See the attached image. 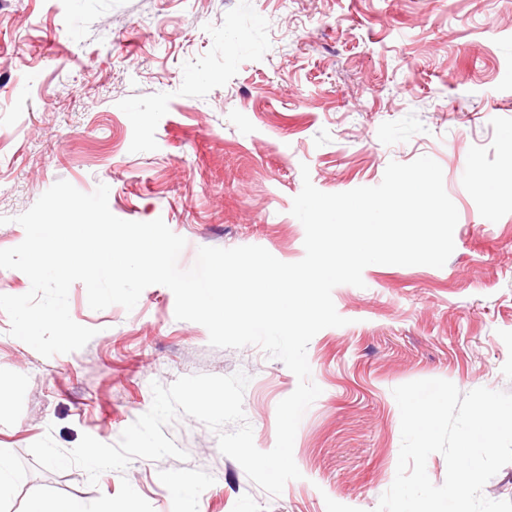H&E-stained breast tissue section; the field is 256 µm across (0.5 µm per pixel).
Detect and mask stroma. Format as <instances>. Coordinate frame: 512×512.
Returning <instances> with one entry per match:
<instances>
[{"label": "stroma", "mask_w": 512, "mask_h": 512, "mask_svg": "<svg viewBox=\"0 0 512 512\" xmlns=\"http://www.w3.org/2000/svg\"><path fill=\"white\" fill-rule=\"evenodd\" d=\"M512 0H0V249L25 236L14 218L56 181L109 187L111 212L162 219L199 248L257 245L305 255L292 215L303 177L325 193L379 185L389 162L428 156L459 219L446 264H372L363 287L332 298L342 327L309 342L322 390L293 457L302 477L273 496L181 415L164 434L187 460L133 459L100 475L54 472L29 451L82 435L117 443L152 404V382L194 374L250 378L243 408L260 451L298 379L254 345H210L147 287L133 310H92L83 283L72 319L95 329L80 350L46 358L10 335L0 311V449L17 482L0 512L31 498L87 512H181L174 476L196 486V512H375L401 448L392 391L422 379L512 392ZM497 175L490 203L474 169Z\"/></svg>", "instance_id": "1"}]
</instances>
